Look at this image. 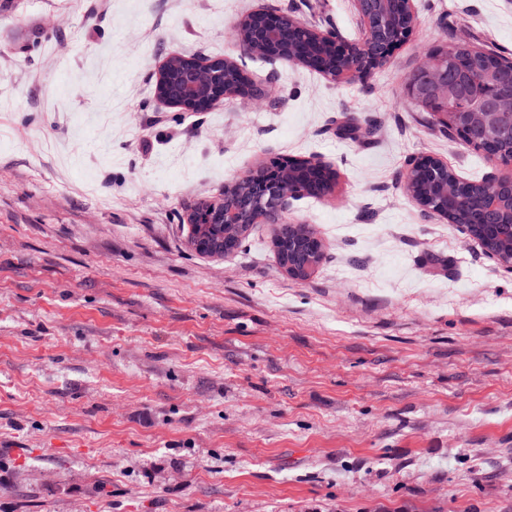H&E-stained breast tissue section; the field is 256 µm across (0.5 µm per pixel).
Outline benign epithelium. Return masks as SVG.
<instances>
[{
	"mask_svg": "<svg viewBox=\"0 0 512 512\" xmlns=\"http://www.w3.org/2000/svg\"><path fill=\"white\" fill-rule=\"evenodd\" d=\"M359 16L366 23L365 40L361 44L342 46L335 45L336 55L347 62L341 72L330 70L324 64L318 47L332 41L329 35L314 32L303 24H295L297 36V53L301 63L319 71L328 80H338L345 77L366 76L373 71L368 64L369 47L375 38V33L363 8L365 0H354ZM257 24L252 38L256 41L266 39L268 32L278 29L284 17H273L264 12L256 13ZM231 58L224 57L208 62H196L200 78L211 80V89L206 97V103L212 104L224 96L223 87L214 79L215 70ZM405 90L409 97L418 101L426 100L433 104L448 108L443 113L441 123L464 142L470 140L472 133H488L498 128L512 129V69L495 84L479 88L473 96L462 98L455 86L448 80L443 63L434 53L426 55L420 71L413 73L405 80ZM500 173L483 184L485 195L496 196L503 190L512 194V161L500 162ZM255 177H266L271 180L272 191L267 201L269 218L266 223H277L286 209L287 199L279 191L280 181L267 168L252 172Z\"/></svg>",
	"mask_w": 512,
	"mask_h": 512,
	"instance_id": "7a95c632",
	"label": "benign epithelium"
}]
</instances>
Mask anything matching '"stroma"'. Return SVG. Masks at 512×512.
<instances>
[{
  "label": "stroma",
  "instance_id": "35a3bbf8",
  "mask_svg": "<svg viewBox=\"0 0 512 512\" xmlns=\"http://www.w3.org/2000/svg\"><path fill=\"white\" fill-rule=\"evenodd\" d=\"M382 69L251 61L263 106L155 91L171 53L244 52L259 11L352 44L353 0H13L0 13V512H512V270L407 191L440 131L403 79L449 23L512 57V0H413ZM349 116L367 142L336 132ZM318 158L289 200L326 260L287 277L258 225L194 252L181 219L238 176Z\"/></svg>",
  "mask_w": 512,
  "mask_h": 512
}]
</instances>
